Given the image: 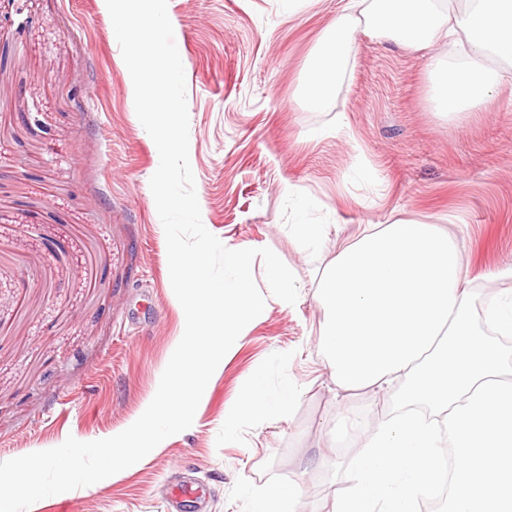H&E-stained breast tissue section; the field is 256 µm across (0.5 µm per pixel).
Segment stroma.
I'll use <instances>...</instances> for the list:
<instances>
[{
	"label": "stroma",
	"instance_id": "35a3bbf8",
	"mask_svg": "<svg viewBox=\"0 0 512 512\" xmlns=\"http://www.w3.org/2000/svg\"><path fill=\"white\" fill-rule=\"evenodd\" d=\"M341 6L290 16L281 0H168L203 224L226 246L271 248L298 298L266 295L190 428L121 478L29 512H175L170 491L188 481L206 490L191 512H250L256 490L288 481L301 489L294 512H323L336 401L313 293L337 242L397 218L442 225L480 301L485 273L512 267V82L451 123L431 102L447 47L361 32L335 100L309 111L305 61ZM158 166L104 0H0V462L111 437L157 389L182 327L149 185ZM301 221L325 237L297 243ZM258 377L297 386L291 413L225 437Z\"/></svg>",
	"mask_w": 512,
	"mask_h": 512
}]
</instances>
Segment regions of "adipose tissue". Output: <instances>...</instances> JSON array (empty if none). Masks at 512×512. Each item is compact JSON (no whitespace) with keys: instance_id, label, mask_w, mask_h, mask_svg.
Here are the masks:
<instances>
[{"instance_id":"adipose-tissue-1","label":"adipose tissue","mask_w":512,"mask_h":512,"mask_svg":"<svg viewBox=\"0 0 512 512\" xmlns=\"http://www.w3.org/2000/svg\"><path fill=\"white\" fill-rule=\"evenodd\" d=\"M361 30L412 49L450 47L433 95L451 120L494 97L504 74L489 58L512 63V0H347L306 60L308 110L329 107ZM470 284L459 245L436 224L366 225L325 262L314 298L338 417L354 393H398L347 456L326 512H416L448 469V512H512V365L501 343L512 335V293L492 297L481 325ZM297 395L254 384L224 426L286 414Z\"/></svg>"}]
</instances>
